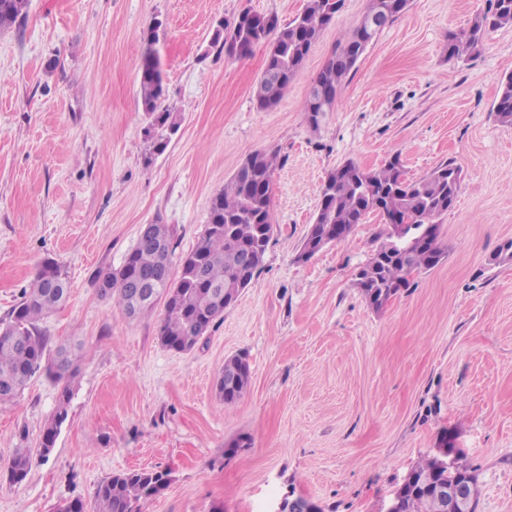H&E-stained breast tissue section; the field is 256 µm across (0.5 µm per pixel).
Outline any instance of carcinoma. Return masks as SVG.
Wrapping results in <instances>:
<instances>
[{
	"instance_id": "cac0c4a2",
	"label": "carcinoma",
	"mask_w": 512,
	"mask_h": 512,
	"mask_svg": "<svg viewBox=\"0 0 512 512\" xmlns=\"http://www.w3.org/2000/svg\"><path fill=\"white\" fill-rule=\"evenodd\" d=\"M343 0H308L303 13L285 26L275 15L241 11L233 20L224 21L222 48L229 58H247L254 47L268 41L265 68L256 90L262 109L276 106L296 71L314 43L332 23ZM492 9L475 18L471 26L448 40V57L455 58L477 46L490 28L512 25V0H492ZM28 0H0V28L10 27L26 13ZM408 0H370L367 15H381L393 21L402 15ZM378 34L358 24L347 33L326 61L306 102L309 125L319 126L324 113L336 106L343 80L352 72L358 59ZM137 73L143 112L152 129H177L174 113L162 108L163 70L158 51L150 48L141 57ZM495 118L512 126V73L503 77L494 107ZM276 157L255 151L240 163L224 189L211 200L209 220L204 232L187 255L179 258L175 278L156 283L154 270L166 262L173 264L175 242L168 224L150 226V236L138 241L129 253L132 272L116 269L104 274L102 295L112 298L120 309L142 296L135 317L164 307L165 319L160 330L162 344L180 352L192 350L211 325L224 315L241 290L248 287L263 264L272 231L271 191ZM461 187V171L450 161L437 166L427 176L411 180L406 177L400 156L393 155L377 171L364 170L346 162L327 174L318 193L323 206L318 209L300 249L311 258L320 246L349 237L354 227L370 214H377L388 225L385 241L396 240L391 249L378 246L369 262L356 274L358 288L375 310L408 286V277L422 269L435 267L443 257L439 243L440 225L436 219L451 209ZM252 252L246 265L243 252ZM67 276L60 267L46 261L35 275L33 288L24 292L13 308L9 321L0 323V402H7L25 388L29 379L41 369L64 382L62 399L69 397L67 377L74 374L73 354L65 348L57 358L46 360L48 338L38 322L68 298ZM250 367L245 358L234 356L224 362L215 385L216 395L229 407L246 392ZM67 416L60 408L44 429L40 457L51 453L58 428ZM462 450L455 449L454 459L448 452L437 453L416 465L409 473L397 497L396 512H443L430 497L438 485H448L468 476L474 493H479L476 476L461 463ZM32 466L27 448H17L9 464V480L22 482ZM169 482L168 473L156 469H133L102 480L94 492V512H139V503L156 496Z\"/></svg>"
}]
</instances>
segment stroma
<instances>
[{
  "label": "stroma",
  "mask_w": 512,
  "mask_h": 512,
  "mask_svg": "<svg viewBox=\"0 0 512 512\" xmlns=\"http://www.w3.org/2000/svg\"><path fill=\"white\" fill-rule=\"evenodd\" d=\"M305 5L28 0L0 29V320L55 260L69 297L39 327L48 358L78 354L48 459L40 442L65 388L41 371L0 403V512H58L138 468L170 478L141 512H274L291 493L323 512H386L448 429L477 478V512H512V259L500 253L512 241V126L493 112L512 73V25L456 59L449 35L489 0H409L314 128L309 90L369 0H343L270 109L255 97L266 45L235 60L215 40L242 9L285 25ZM154 27L162 105L179 122L161 151L145 137L137 76ZM255 151L278 156L263 266L193 350H169L163 307L129 319L98 278L147 224L173 226L177 255L190 252L212 197ZM395 154L411 179L455 161L461 188L438 219L441 262L375 310L356 273L386 229L379 216L309 260L298 253L327 173L348 161L376 170ZM236 355L250 385L227 409L215 383ZM22 446L34 457L15 484ZM32 466V457L29 448H16L9 464V480L21 483L28 475Z\"/></svg>",
  "instance_id": "obj_1"
}]
</instances>
